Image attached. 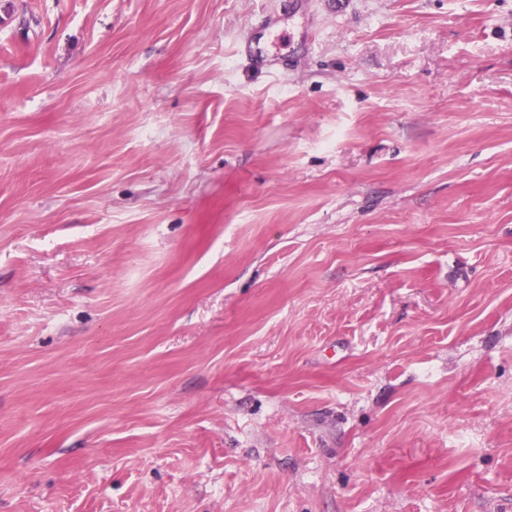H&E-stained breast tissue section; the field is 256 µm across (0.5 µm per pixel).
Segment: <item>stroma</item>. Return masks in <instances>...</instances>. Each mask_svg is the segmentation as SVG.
<instances>
[{
  "label": "stroma",
  "instance_id": "obj_1",
  "mask_svg": "<svg viewBox=\"0 0 512 512\" xmlns=\"http://www.w3.org/2000/svg\"><path fill=\"white\" fill-rule=\"evenodd\" d=\"M0 512H512V0H0Z\"/></svg>",
  "mask_w": 512,
  "mask_h": 512
}]
</instances>
